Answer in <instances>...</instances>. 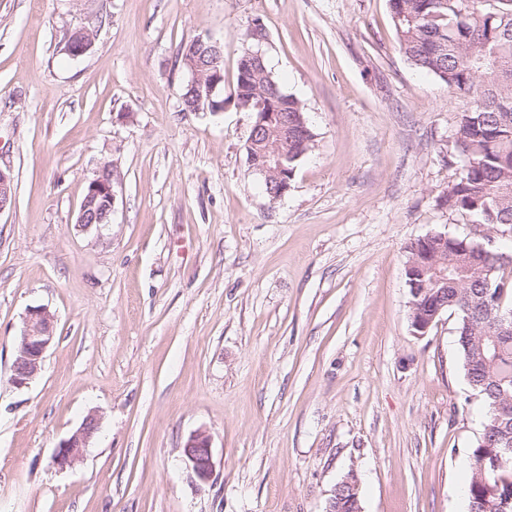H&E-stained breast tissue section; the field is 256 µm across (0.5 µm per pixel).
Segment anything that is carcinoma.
<instances>
[{
	"label": "carcinoma",
	"instance_id": "carcinoma-1",
	"mask_svg": "<svg viewBox=\"0 0 512 512\" xmlns=\"http://www.w3.org/2000/svg\"><path fill=\"white\" fill-rule=\"evenodd\" d=\"M401 48L417 68L438 77L452 93L476 106L461 113L455 134L463 174L448 185L441 205L486 228L485 237L512 230V0H389ZM182 59L208 71L210 56L192 39ZM268 68L238 76L235 104L249 112H286L290 134L288 176L313 148L314 133L301 102L278 91ZM412 316L423 320L436 303L458 314L456 342L469 386L487 407L490 431L473 451L468 512H499L512 497V268L476 239L442 233L407 247ZM450 269L448 280L437 271ZM501 454L495 472L483 456Z\"/></svg>",
	"mask_w": 512,
	"mask_h": 512
}]
</instances>
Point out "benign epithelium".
Segmentation results:
<instances>
[{
	"label": "benign epithelium",
	"mask_w": 512,
	"mask_h": 512,
	"mask_svg": "<svg viewBox=\"0 0 512 512\" xmlns=\"http://www.w3.org/2000/svg\"><path fill=\"white\" fill-rule=\"evenodd\" d=\"M221 59L214 60L215 68L201 73L195 62H189L191 83L197 89L198 111L218 113L224 110V104H216L213 98L224 82V69L218 67ZM283 156L279 144L269 147L260 157H250V169L260 175L269 172L279 173L284 169ZM119 176L111 162L100 164L93 172L88 189L83 198L77 226L89 229L101 219L109 217L114 211L116 187ZM13 176L10 170L0 168V213L7 209L12 200ZM55 338V319L46 308L30 307L24 319V326L12 364L11 382L18 388L27 386L41 371L48 348ZM100 428L99 416L91 412L85 416L81 425L67 439L63 440L53 456V464L60 469L74 466L96 436ZM186 458L192 464L194 473L204 480L212 470V451L209 435L196 432L187 439L184 450Z\"/></svg>",
	"instance_id": "7a95c632"
}]
</instances>
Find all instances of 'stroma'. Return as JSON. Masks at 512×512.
I'll return each instance as SVG.
<instances>
[{
  "label": "stroma",
  "instance_id": "stroma-1",
  "mask_svg": "<svg viewBox=\"0 0 512 512\" xmlns=\"http://www.w3.org/2000/svg\"><path fill=\"white\" fill-rule=\"evenodd\" d=\"M198 36L228 93L249 48L306 108L314 146L276 202L253 113L182 109ZM472 106L406 59L388 0H0V512H326L350 473L362 512H466L486 407L456 314L413 328L405 248L480 234L438 204ZM103 162L112 222L83 230ZM34 306L56 340L18 388ZM91 411L97 436L58 469ZM88 184L77 219V226L83 230L100 225L96 223L105 217H109L107 224H110V216L116 201V187L119 184L114 164L101 163L93 172ZM100 428V418L95 412L85 416L81 425L67 439L63 440L53 456V464L59 469L74 466L78 462ZM185 456L192 464L194 473L199 479H207L212 470L211 440L208 434L196 432L187 439Z\"/></svg>",
  "mask_w": 512,
  "mask_h": 512
}]
</instances>
